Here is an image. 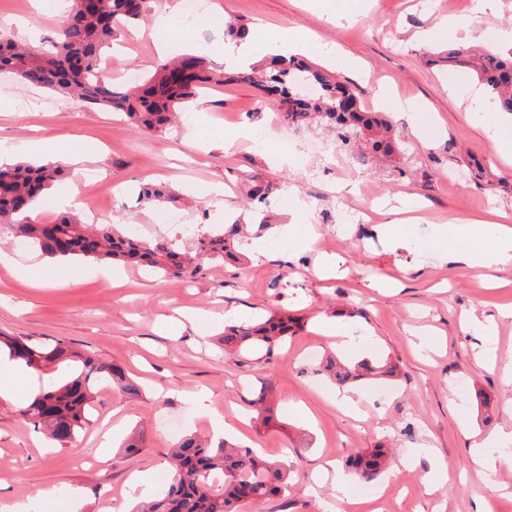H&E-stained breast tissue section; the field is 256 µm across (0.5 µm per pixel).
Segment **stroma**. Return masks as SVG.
<instances>
[{
	"mask_svg": "<svg viewBox=\"0 0 512 512\" xmlns=\"http://www.w3.org/2000/svg\"><path fill=\"white\" fill-rule=\"evenodd\" d=\"M225 14L248 22L264 35L303 40L309 60L353 80L364 106L386 113L406 147L393 163L372 157L367 177L383 205L368 223L320 225L321 233L346 232L330 272L310 255L305 277L284 275L286 257L300 252L299 227L333 207L356 206V198L319 200L283 150L288 130L262 105L257 92L233 84L185 109L162 135L135 131L111 113L58 101L56 109L34 106L50 91L23 86L0 72V146L10 161L31 160L32 140L47 137V160H61L81 146L87 161L67 166L79 219H87L98 199L84 184L96 171L112 185L108 204L116 224H153L166 205L140 202V183L152 181L189 198L182 213L190 224L221 222L226 209L242 199V173L254 171L277 183L281 224L245 245V265L216 261L189 278L164 277L119 267L118 288L62 266V287L33 288L0 268V333L62 340L73 350L120 365L142 387L136 398L96 391L89 422L72 443L43 438L18 414L19 400L0 399V501L35 496L52 487L58 502L49 512H117L136 505L129 486L134 473L153 469L151 492L166 488L176 441L162 418L181 422V433L209 435L210 417L233 423L232 443L284 461L289 485L284 496L254 506L253 512H512V469L483 470L472 464L475 441L512 428V387L503 382L512 368V265L498 270V287H488L459 262H439L441 229L454 218H485L504 212L512 225V153L488 139L470 121L487 92L469 79L459 85L447 71L429 64L426 53L456 39L446 19L467 14L470 0H367L357 21L340 20L354 0H210ZM65 4L47 10L44 0H0V19L13 20L18 40L42 51L52 47ZM167 32L150 23L132 30L120 53L105 60L107 74L132 67L141 76L154 71L156 46ZM406 103L388 111L386 98ZM264 126L270 143L249 147L244 132ZM233 135L225 145V135ZM483 160L489 180L462 174L466 155ZM418 218L397 224L391 210L398 193ZM285 311L299 320L295 334L270 359L241 361L217 338L225 324ZM343 312L339 336L319 331ZM335 353L348 363L391 359L398 381L361 388L357 408H346L338 390L311 365L306 353ZM275 387L269 422L253 418L248 403L263 383ZM205 392L211 413L197 410L193 397ZM144 427L147 446L135 456L122 444ZM109 460L99 463L103 441ZM385 444L390 469L374 480L377 496L360 494L349 480L350 503L340 506L332 480L321 468L365 448ZM444 481L429 492L425 477Z\"/></svg>",
	"mask_w": 512,
	"mask_h": 512,
	"instance_id": "stroma-1",
	"label": "stroma"
}]
</instances>
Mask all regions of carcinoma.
<instances>
[{"label":"carcinoma","mask_w":512,"mask_h":512,"mask_svg":"<svg viewBox=\"0 0 512 512\" xmlns=\"http://www.w3.org/2000/svg\"><path fill=\"white\" fill-rule=\"evenodd\" d=\"M71 2L49 52L25 48L9 33L0 32V71H10L22 84L50 90L65 100L119 112L137 129L157 135L168 130L175 112L208 91L227 83H244L268 102L281 125L289 130L320 126L336 132L344 144L360 136L364 146L376 155L394 159L402 153L392 127L378 113L361 107L355 83L296 55H274L248 68L230 70L217 69L202 57L188 55L159 64L141 85L121 90L103 75L102 58L110 55L128 27L151 12L154 0ZM216 24L231 41L249 33L238 19L223 17ZM437 62L450 70L473 72L499 111L512 114V50L503 55L478 45H455ZM301 79L317 85L319 94L314 98L302 96L298 91ZM64 173L65 166L57 161L0 166V232L7 230L51 254L118 260L183 277L194 275L212 260L240 261L249 236H259L276 223L269 201L277 186L254 172L245 178V203L252 211L251 221L232 213L219 230L199 233L187 248L169 237L133 240L112 224H85L74 215L62 216L50 226L31 219L27 211ZM140 199L175 203L178 197L162 185L148 183L142 186ZM295 325L294 318L274 312L257 323L227 326L224 349L237 352L243 359L257 354L269 359ZM2 347L8 349L11 359L28 367L61 372L19 408L24 420L61 445L73 442L88 423L96 390L108 387L131 396L140 394L137 384L121 368L76 352L62 342L49 346L29 337L0 336ZM320 367L341 388L365 379L397 377L396 365L388 360L376 365L365 360L349 366L329 355ZM171 457L174 477L167 490L145 498L137 512H242L246 506L278 495L288 479L283 465L250 448L225 440L207 442L194 434L179 439ZM388 461L387 450L377 446L350 457L349 464L361 479L371 481Z\"/></svg>","instance_id":"cac0c4a2"}]
</instances>
